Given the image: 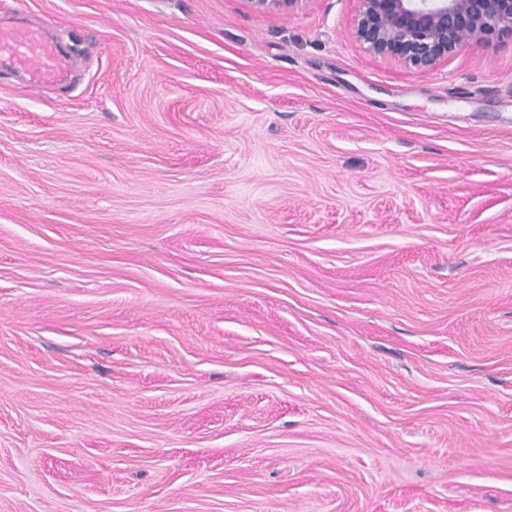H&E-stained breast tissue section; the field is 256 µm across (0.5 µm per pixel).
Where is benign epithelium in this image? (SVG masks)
<instances>
[{"label": "benign epithelium", "mask_w": 512, "mask_h": 512, "mask_svg": "<svg viewBox=\"0 0 512 512\" xmlns=\"http://www.w3.org/2000/svg\"><path fill=\"white\" fill-rule=\"evenodd\" d=\"M257 12H291L304 0H246ZM355 38L373 54L421 72L469 41L512 37V0H361Z\"/></svg>", "instance_id": "1"}]
</instances>
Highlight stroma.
<instances>
[{"instance_id": "35a3bbf8", "label": "stroma", "mask_w": 512, "mask_h": 512, "mask_svg": "<svg viewBox=\"0 0 512 512\" xmlns=\"http://www.w3.org/2000/svg\"><path fill=\"white\" fill-rule=\"evenodd\" d=\"M360 0H0V512H512V40ZM355 38L373 54L421 72L469 41L512 38V0H360ZM0 60L24 71L27 83L34 89L57 81L70 64L65 52L40 29L4 23L1 19Z\"/></svg>"}]
</instances>
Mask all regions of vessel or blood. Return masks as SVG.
<instances>
[{"mask_svg": "<svg viewBox=\"0 0 512 512\" xmlns=\"http://www.w3.org/2000/svg\"><path fill=\"white\" fill-rule=\"evenodd\" d=\"M0 60L24 71L34 89L57 81L70 64L65 52L40 29L1 21Z\"/></svg>", "mask_w": 512, "mask_h": 512, "instance_id": "vessel-or-blood-1", "label": "vessel or blood"}]
</instances>
